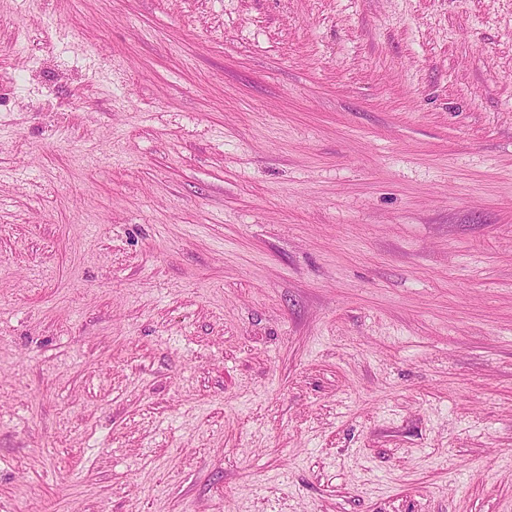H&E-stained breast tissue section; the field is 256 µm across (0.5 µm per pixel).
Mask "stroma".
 Returning <instances> with one entry per match:
<instances>
[{
  "mask_svg": "<svg viewBox=\"0 0 512 512\" xmlns=\"http://www.w3.org/2000/svg\"><path fill=\"white\" fill-rule=\"evenodd\" d=\"M0 512H512V0H0Z\"/></svg>",
  "mask_w": 512,
  "mask_h": 512,
  "instance_id": "35a3bbf8",
  "label": "stroma"
}]
</instances>
